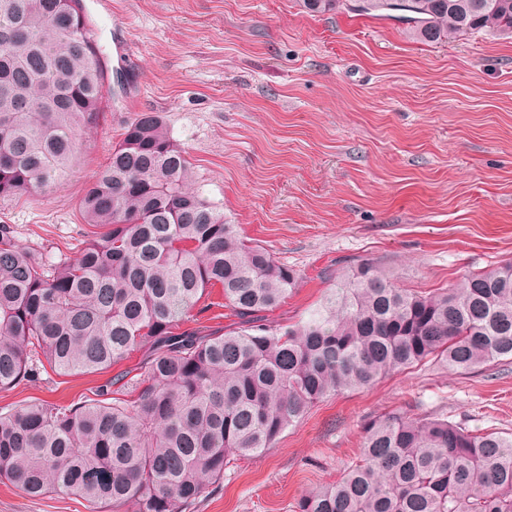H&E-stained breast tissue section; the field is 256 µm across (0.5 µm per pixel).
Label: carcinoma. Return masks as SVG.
Instances as JSON below:
<instances>
[{
  "mask_svg": "<svg viewBox=\"0 0 512 512\" xmlns=\"http://www.w3.org/2000/svg\"><path fill=\"white\" fill-rule=\"evenodd\" d=\"M393 19L428 43L488 31L512 38V0H299ZM111 87L84 0H0V195L69 173L77 134ZM192 165L159 112H141L79 202L105 231L73 259L18 246L0 225V390L44 361L60 374L107 370L76 405L0 411V481L32 498L75 495L91 512H193L231 457L259 455L328 394L376 384L435 358L459 372L512 358V263L459 288L419 293L360 261L291 326L264 313L296 270L248 241L192 188ZM238 318L222 334L183 330L215 286ZM294 512H512V436L444 415L385 413L364 426L361 459Z\"/></svg>",
  "mask_w": 512,
  "mask_h": 512,
  "instance_id": "1",
  "label": "carcinoma"
}]
</instances>
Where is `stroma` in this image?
<instances>
[{
	"instance_id": "1",
	"label": "stroma",
	"mask_w": 512,
	"mask_h": 512,
	"mask_svg": "<svg viewBox=\"0 0 512 512\" xmlns=\"http://www.w3.org/2000/svg\"><path fill=\"white\" fill-rule=\"evenodd\" d=\"M85 0L107 67L123 66L98 127L78 133L70 176L0 196L15 242L75 258L94 229L79 201L140 112L164 117L195 181L244 236L301 280L269 321L305 318L337 272L370 260L398 287H458L512 262V39L484 33L440 44L392 20L296 0ZM131 41L132 53L120 48ZM221 288L190 311L205 332L232 328ZM141 353L101 373L44 372L0 408L73 405ZM397 411L447 413L472 430L512 434V359L460 373L432 361L314 404L265 453L234 461L195 512H292L306 490L339 481L363 426ZM0 512H89L85 500L29 498L0 482Z\"/></svg>"
}]
</instances>
